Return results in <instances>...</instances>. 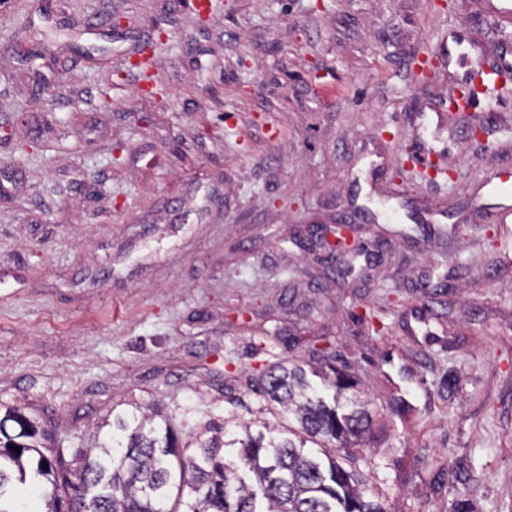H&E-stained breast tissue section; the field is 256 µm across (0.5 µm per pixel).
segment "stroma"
<instances>
[{
  "label": "stroma",
  "instance_id": "1",
  "mask_svg": "<svg viewBox=\"0 0 512 512\" xmlns=\"http://www.w3.org/2000/svg\"><path fill=\"white\" fill-rule=\"evenodd\" d=\"M487 8L0 0V402L62 439L128 401L277 426L262 371L332 356L374 418L336 458L389 512H512V68L473 140L441 46L497 67ZM339 220L362 254L319 259Z\"/></svg>",
  "mask_w": 512,
  "mask_h": 512
}]
</instances>
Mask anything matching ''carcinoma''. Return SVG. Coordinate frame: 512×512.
<instances>
[{
  "label": "carcinoma",
  "instance_id": "cac0c4a2",
  "mask_svg": "<svg viewBox=\"0 0 512 512\" xmlns=\"http://www.w3.org/2000/svg\"><path fill=\"white\" fill-rule=\"evenodd\" d=\"M323 366L330 398L297 363L273 364L257 379L265 401L295 420L287 438L248 425L230 434L212 421L184 443L171 417L136 406L112 411L102 441L69 448L41 417L1 404L0 512H18L15 493L27 484L48 512H387L324 451L361 444L373 418L354 377ZM227 448L238 462L226 460Z\"/></svg>",
  "mask_w": 512,
  "mask_h": 512
}]
</instances>
